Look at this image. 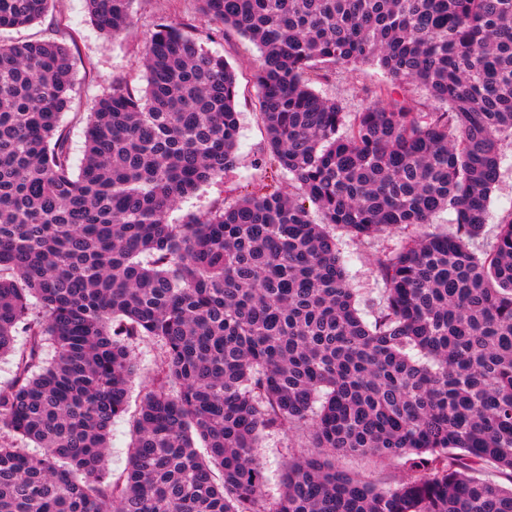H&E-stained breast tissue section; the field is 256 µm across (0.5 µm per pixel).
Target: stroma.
I'll use <instances>...</instances> for the list:
<instances>
[{
    "label": "stroma",
    "instance_id": "35a3bbf8",
    "mask_svg": "<svg viewBox=\"0 0 512 512\" xmlns=\"http://www.w3.org/2000/svg\"><path fill=\"white\" fill-rule=\"evenodd\" d=\"M196 0H133L132 25L125 36L112 39L103 35L92 23L85 0H56L42 20L18 31H4L0 39H50L68 46L75 78V91L69 107L62 116L63 125L70 132L72 162L80 164L83 158L82 117L95 110L99 99L111 92L115 82L126 80L131 85L145 84L141 66L144 47L157 23H198ZM210 52L223 55L233 66L239 88L237 109L240 130L236 153L238 164L233 170L201 186L193 195L179 200L168 211L169 222L177 223L190 214H199L220 203H233L244 192L246 184L258 182L261 171L255 167L257 157L267 151L265 129L257 114V90L254 73L260 60L258 49L249 40L232 32L205 41ZM388 78L379 65L360 64L339 67L326 72L314 82V90L325 98L340 103L345 111L357 112L370 101V93ZM512 214V146L504 151L500 178L489 202V218L481 235L473 243L476 252L489 250L495 241L497 226ZM336 251L344 266L347 280L357 300L365 322H373L383 305L384 285L374 269L376 256L395 250L402 235L390 232L375 238L357 239L346 228L330 229ZM139 373L129 392L128 413L112 422L105 467L110 478H119L126 470L135 438L132 415L144 394L143 387L149 373L160 359V348L151 339L138 341L134 347ZM306 433L286 428L263 433L257 458L266 481L263 496L266 502H275L282 490L281 475L288 460L308 455ZM338 470L351 474L378 487L399 481L403 472L396 462L375 456H340L335 460Z\"/></svg>",
    "mask_w": 512,
    "mask_h": 512
}]
</instances>
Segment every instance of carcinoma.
I'll use <instances>...</instances> for the list:
<instances>
[{"mask_svg": "<svg viewBox=\"0 0 512 512\" xmlns=\"http://www.w3.org/2000/svg\"><path fill=\"white\" fill-rule=\"evenodd\" d=\"M51 2L0 0V31ZM131 2L86 0L114 39ZM197 2L206 34L261 52L270 174L180 224L176 202L237 164V76L197 26L156 25L146 85L100 100L77 170L68 48L0 42V357L15 366L0 430L39 448L0 444V512H512V215L471 248L512 137V0ZM370 61L391 85L349 120L311 87ZM404 81L434 108L393 98ZM445 209L454 234L376 259L384 305L365 323L326 225L366 239ZM143 338L162 356L113 481ZM278 427L309 430L314 452L267 507L256 451ZM336 454L395 460L405 479L377 488Z\"/></svg>", "mask_w": 512, "mask_h": 512, "instance_id": "cac0c4a2", "label": "carcinoma"}]
</instances>
